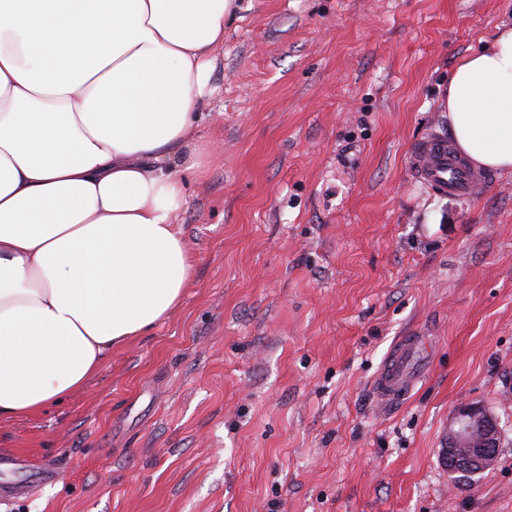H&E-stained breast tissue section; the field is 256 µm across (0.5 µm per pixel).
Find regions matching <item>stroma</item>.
<instances>
[{
    "instance_id": "35a3bbf8",
    "label": "stroma",
    "mask_w": 512,
    "mask_h": 512,
    "mask_svg": "<svg viewBox=\"0 0 512 512\" xmlns=\"http://www.w3.org/2000/svg\"><path fill=\"white\" fill-rule=\"evenodd\" d=\"M512 0H236L191 131L179 306L86 386L0 419V457L54 473L0 512H512V174L432 194L412 158L449 132L458 61ZM427 370L390 412L399 337ZM463 404L496 462L441 459ZM423 336L401 337L391 356L376 375L373 388L380 409L396 407L411 393L418 372L409 367L411 357L422 343ZM498 437V424L490 411L475 404L459 406L448 425L447 448H442L448 471L468 480L487 469L496 459Z\"/></svg>"
}]
</instances>
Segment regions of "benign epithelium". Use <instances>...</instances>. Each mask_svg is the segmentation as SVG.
Returning a JSON list of instances; mask_svg holds the SVG:
<instances>
[{"label": "benign epithelium", "mask_w": 512, "mask_h": 512, "mask_svg": "<svg viewBox=\"0 0 512 512\" xmlns=\"http://www.w3.org/2000/svg\"><path fill=\"white\" fill-rule=\"evenodd\" d=\"M498 437L490 411L475 404L459 406L448 425V445L442 449L448 471L468 480L487 469L496 459Z\"/></svg>", "instance_id": "benign-epithelium-1"}]
</instances>
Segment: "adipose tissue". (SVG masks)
<instances>
[{"instance_id": "1", "label": "adipose tissue", "mask_w": 512, "mask_h": 512, "mask_svg": "<svg viewBox=\"0 0 512 512\" xmlns=\"http://www.w3.org/2000/svg\"><path fill=\"white\" fill-rule=\"evenodd\" d=\"M234 0H0V418L82 388L170 316L199 100ZM450 133L512 173V27L462 58Z\"/></svg>"}]
</instances>
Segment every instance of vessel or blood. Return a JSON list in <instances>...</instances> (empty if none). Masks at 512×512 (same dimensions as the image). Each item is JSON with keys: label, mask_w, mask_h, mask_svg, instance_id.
Instances as JSON below:
<instances>
[{"label": "vessel or blood", "mask_w": 512, "mask_h": 512, "mask_svg": "<svg viewBox=\"0 0 512 512\" xmlns=\"http://www.w3.org/2000/svg\"><path fill=\"white\" fill-rule=\"evenodd\" d=\"M414 175L440 195L476 196L483 192L486 179L475 170L441 135L424 140L414 157ZM418 336L401 337L391 356L376 375L373 388L380 409L396 407L411 393L418 373L409 366L411 357L421 345Z\"/></svg>", "instance_id": "vessel-or-blood-1"}]
</instances>
